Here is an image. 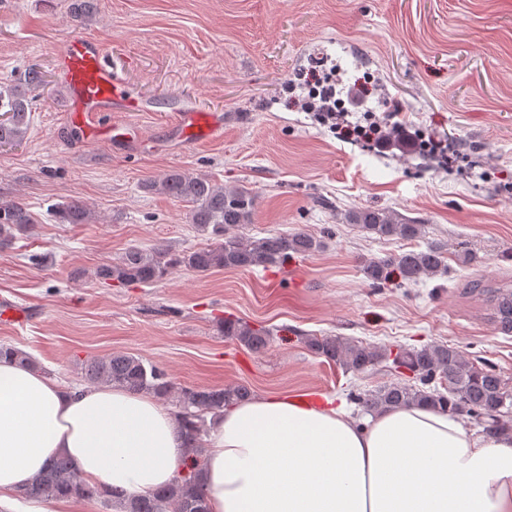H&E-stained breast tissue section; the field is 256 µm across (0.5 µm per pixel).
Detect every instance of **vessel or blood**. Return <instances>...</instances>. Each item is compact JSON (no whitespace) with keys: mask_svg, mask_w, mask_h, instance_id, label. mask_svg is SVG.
I'll return each mask as SVG.
<instances>
[{"mask_svg":"<svg viewBox=\"0 0 512 512\" xmlns=\"http://www.w3.org/2000/svg\"><path fill=\"white\" fill-rule=\"evenodd\" d=\"M56 69L71 91L70 113L73 124L83 129L86 137L97 133L90 116L104 112L141 110L139 100L125 90L121 78L106 61L100 43L91 37L77 35L56 56ZM179 124L183 133L197 138H218L224 133V115L182 108Z\"/></svg>","mask_w":512,"mask_h":512,"instance_id":"vessel-or-blood-1","label":"vessel or blood"}]
</instances>
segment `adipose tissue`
<instances>
[{
	"instance_id": "adipose-tissue-1",
	"label": "adipose tissue",
	"mask_w": 512,
	"mask_h": 512,
	"mask_svg": "<svg viewBox=\"0 0 512 512\" xmlns=\"http://www.w3.org/2000/svg\"><path fill=\"white\" fill-rule=\"evenodd\" d=\"M202 479L210 512H512V428L475 432L416 404L363 421L333 401L259 394L211 422ZM131 498L188 460L170 410L150 395L67 390L0 358V512L47 508L17 489L56 457Z\"/></svg>"
}]
</instances>
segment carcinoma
Here are the masks:
<instances>
[{
  "mask_svg": "<svg viewBox=\"0 0 512 512\" xmlns=\"http://www.w3.org/2000/svg\"><path fill=\"white\" fill-rule=\"evenodd\" d=\"M44 82L41 72L28 71L25 85L0 87V147L24 139L29 126L30 93ZM147 192L161 190L190 204L189 220L208 236L211 244L183 254H174L163 245L150 249L128 248L116 261L98 267L97 277L119 283L156 284L171 271L187 266L205 273L214 269H254L281 266L294 255H308L322 248L321 241L302 229L292 233L256 238L233 233L252 223L255 196L246 188H225L181 170H171L158 179L142 183ZM64 224L88 223L85 205L71 200L56 211ZM340 220L380 237L417 238L423 224L388 208L355 207L340 213ZM34 223L21 202H0V247H8L16 234ZM398 271L402 282L416 284L448 270L443 251L436 246L411 250L399 256L363 265V273L374 285L384 283L390 270ZM495 320L512 331V289L484 290ZM224 338L251 351L262 353L271 343L272 333L255 329L239 319H226L219 327ZM308 350L347 371L363 372L382 361H392L409 382H396L378 389L350 393L366 414L388 407L416 403L456 415H466L485 430L507 427L504 417L512 413V390L489 367H478L454 346L434 344L422 348L400 346L381 349L341 336H306ZM0 355L11 357L21 367L36 368L39 362L26 351L0 345ZM82 381L92 386H116L133 393L151 394L174 405V416L191 454L192 465L175 480L145 498H128L120 492L103 490L82 479L65 457L52 460L40 473L24 480L19 492L28 498L75 497L98 501L103 512H208L207 494L200 481L201 456L207 433V416L219 417L224 408L251 398L245 385L179 386L167 372L130 353L93 357L82 364Z\"/></svg>",
  "mask_w": 512,
  "mask_h": 512,
  "instance_id": "obj_1",
  "label": "carcinoma"
}]
</instances>
